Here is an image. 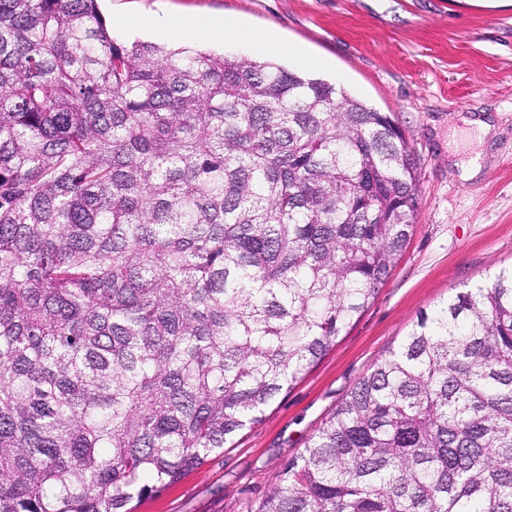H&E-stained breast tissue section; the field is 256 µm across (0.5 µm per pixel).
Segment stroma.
<instances>
[{"label": "stroma", "mask_w": 512, "mask_h": 512, "mask_svg": "<svg viewBox=\"0 0 512 512\" xmlns=\"http://www.w3.org/2000/svg\"><path fill=\"white\" fill-rule=\"evenodd\" d=\"M114 41L138 40L122 15L222 16L296 48L281 61L390 113L417 162L407 246L375 299L297 383L223 451L134 512H259L285 465L420 311L512 264V5L468 0H101ZM491 119L479 138L467 123ZM471 179L461 169L472 158Z\"/></svg>", "instance_id": "stroma-1"}]
</instances>
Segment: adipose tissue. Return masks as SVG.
Returning <instances> with one entry per match:
<instances>
[{
  "label": "adipose tissue",
  "mask_w": 512,
  "mask_h": 512,
  "mask_svg": "<svg viewBox=\"0 0 512 512\" xmlns=\"http://www.w3.org/2000/svg\"><path fill=\"white\" fill-rule=\"evenodd\" d=\"M139 27L153 30L160 35L182 37H209L217 41L236 40L247 44L256 52L282 49V42L268 35H257L243 26L211 16H193L177 19H162L144 16L138 19Z\"/></svg>",
  "instance_id": "obj_1"
}]
</instances>
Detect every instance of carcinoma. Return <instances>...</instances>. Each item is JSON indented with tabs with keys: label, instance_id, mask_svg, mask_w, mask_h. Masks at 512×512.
Segmentation results:
<instances>
[{
	"label": "carcinoma",
	"instance_id": "obj_1",
	"mask_svg": "<svg viewBox=\"0 0 512 512\" xmlns=\"http://www.w3.org/2000/svg\"><path fill=\"white\" fill-rule=\"evenodd\" d=\"M417 181L324 79L0 0V512H132L262 421L386 282ZM259 512H512V267L420 313Z\"/></svg>",
	"mask_w": 512,
	"mask_h": 512
}]
</instances>
